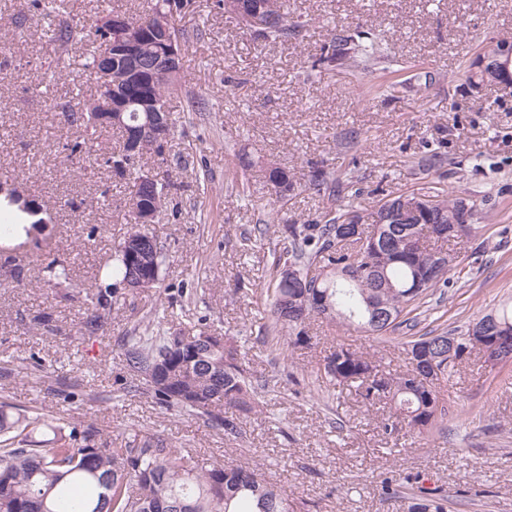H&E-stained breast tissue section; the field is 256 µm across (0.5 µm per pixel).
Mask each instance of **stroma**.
I'll list each match as a JSON object with an SVG mask.
<instances>
[{"mask_svg":"<svg viewBox=\"0 0 512 512\" xmlns=\"http://www.w3.org/2000/svg\"><path fill=\"white\" fill-rule=\"evenodd\" d=\"M12 3L0 0V44L11 60L0 78V167L18 172L15 187L46 224L0 251V402L95 431L113 448L150 435L199 466L259 465L294 512H408L412 499L432 493L446 499V512H512V363L493 370L472 352L455 377L435 383L448 410L445 433L388 434L389 403L322 388L316 372L340 344L393 372L406 365L403 345L316 321L309 347L273 352L256 340L267 311L255 297L273 253L291 248L282 226L316 223L332 205L327 193L306 188L315 167L352 171L343 196L363 214L382 195L431 186L474 204L472 233L452 244L458 264L414 335L467 329L512 297V88L477 90L464 76L490 39L512 41V0H289L306 41L258 47L218 0H196V15L209 22L190 45L184 75L204 108L172 102L176 190L152 226L166 254L161 280L119 295L118 313L93 335L81 325L84 300L91 284H108L129 228L124 187L108 168L67 159L64 145L77 131L54 102L73 85L94 88L82 68L84 34L132 2L68 0L75 36L59 59L41 31L16 38L7 26ZM333 21L385 37L400 71L362 79L318 65ZM54 64L63 78L45 99L32 88ZM388 80L396 89L378 92ZM244 158L287 168L291 189L277 197L259 184L239 199L227 185ZM72 200L80 210H70ZM55 257L71 262L72 280L48 281L45 265ZM45 310L55 319L49 331L32 324ZM146 317L241 345L247 369L266 382L242 438L160 408L147 385L123 392L133 377L117 338ZM388 477L400 497L385 495Z\"/></svg>","mask_w":512,"mask_h":512,"instance_id":"obj_1","label":"stroma"}]
</instances>
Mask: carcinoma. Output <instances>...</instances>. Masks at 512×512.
Returning <instances> with one entry per match:
<instances>
[{"label": "carcinoma", "mask_w": 512, "mask_h": 512, "mask_svg": "<svg viewBox=\"0 0 512 512\" xmlns=\"http://www.w3.org/2000/svg\"><path fill=\"white\" fill-rule=\"evenodd\" d=\"M237 4V9L224 8L235 18L238 10L258 12L265 26L250 35L257 43L299 41L305 37V24L290 17L288 0H223ZM64 0H30L12 14L15 30L22 31L39 23L46 15L54 16L56 24L45 32L47 43L57 56L68 50L74 30L64 16ZM194 12V0H141L128 11L131 20L146 25L142 29L140 52L142 64L149 66L153 41L168 35L188 51L190 36L180 26L181 20ZM167 17V32H154V15ZM319 64L346 69L363 76L377 70L390 71L392 59L381 41L370 34L353 36L345 26L331 30L329 41L322 47ZM183 64L174 74L148 71L137 77L126 69L124 60L112 58V82L128 102L126 127L118 126L119 148L99 158L84 141L65 145L67 158L80 154L92 167L102 163L124 180L125 196L142 192L139 159H125L126 133L145 124L149 113L138 105L144 94L171 102L182 92ZM86 99L80 92L72 96L65 117L70 126L87 135L101 130L94 116L82 110ZM263 182L271 191L276 186L292 185L288 171L278 166L259 169ZM352 182L351 173L333 172L325 168L312 171L309 188L316 191L336 184ZM431 198L428 214L422 223L377 224L383 202L368 214L367 233L379 232V250L360 253L341 244L337 225L350 209L327 211L321 224H286L284 232L291 239L288 258L273 255L267 279L259 288L269 313L261 325L259 340L271 350L281 345L307 346L301 339L303 326L313 316L323 317L347 328L375 338L386 339L394 332L416 326L413 312L421 301L437 288L448 283V272H436L430 264V252L409 246L410 238L433 240L435 249L453 256L445 248L449 238L435 235L448 224L460 198L445 189L425 193ZM130 230L115 249L112 278L116 284L132 283L140 266L155 278L161 277L165 255L162 246L142 256V265L131 262L129 250L142 239L157 240L146 225L135 223L129 216ZM295 266L294 275L286 276L282 268ZM312 268L325 269L321 281L307 279ZM49 280L71 279V264L59 258L46 265ZM426 270L433 281L415 287L416 274ZM116 291L104 289L96 294V302L87 308L83 327L93 334L108 324ZM492 319L512 328V300L505 301L474 323L479 326ZM446 331L431 330L405 342L409 367L401 373L386 372L362 354L340 347L324 357L318 371L335 387H354L363 401L370 404L384 398L394 404V419L383 428L388 432L406 426L420 433H440L448 421V411L439 403L432 386L413 385L410 376L421 365L433 361L440 378L453 376L456 363L448 360ZM123 355L130 374L144 378L160 372L166 383L153 390L156 403L162 408L177 407L224 436H242L244 419L255 409V392L259 386L241 362L236 344L224 343L222 336L200 333L187 335L178 330H164L162 321L146 327L144 334L123 337ZM46 427L52 437L39 440L36 434ZM0 512H291L286 496L255 468L226 462L209 468L192 466L181 452L159 439L142 437L124 448L98 445L89 435L77 438L60 425L48 424L41 413L13 414L0 405ZM411 512H446L445 499L431 496L411 506Z\"/></svg>", "instance_id": "cac0c4a2"}]
</instances>
